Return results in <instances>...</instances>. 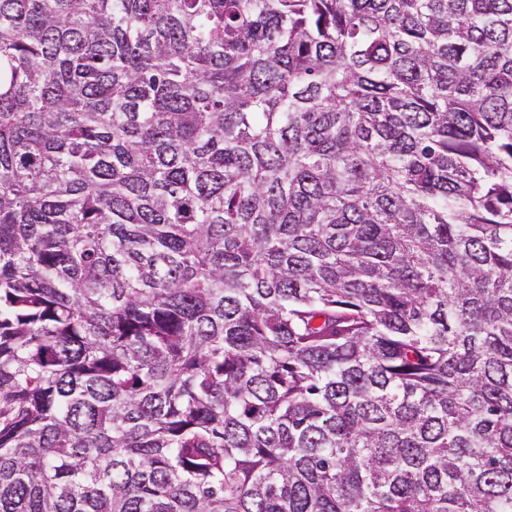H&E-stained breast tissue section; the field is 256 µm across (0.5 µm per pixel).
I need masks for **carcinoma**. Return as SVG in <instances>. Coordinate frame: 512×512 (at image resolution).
<instances>
[{"mask_svg": "<svg viewBox=\"0 0 512 512\" xmlns=\"http://www.w3.org/2000/svg\"><path fill=\"white\" fill-rule=\"evenodd\" d=\"M0 512H512V0H0Z\"/></svg>", "mask_w": 512, "mask_h": 512, "instance_id": "cac0c4a2", "label": "carcinoma"}]
</instances>
